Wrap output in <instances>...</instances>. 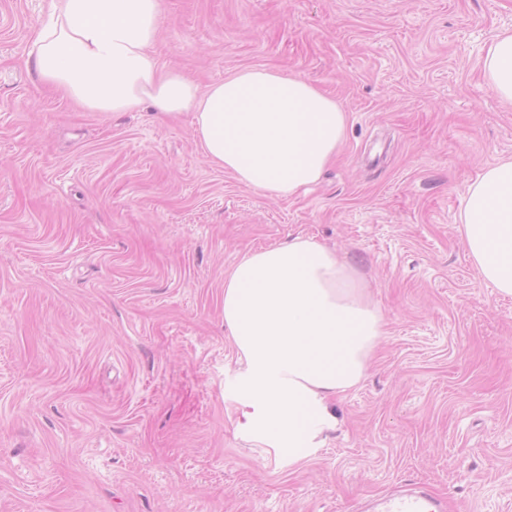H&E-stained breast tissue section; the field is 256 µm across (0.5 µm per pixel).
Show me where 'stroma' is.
Here are the masks:
<instances>
[{"label":"stroma","mask_w":512,"mask_h":512,"mask_svg":"<svg viewBox=\"0 0 512 512\" xmlns=\"http://www.w3.org/2000/svg\"><path fill=\"white\" fill-rule=\"evenodd\" d=\"M50 0H0V512H366L412 483L512 512V297L468 257L469 185L512 157L486 45L512 0H164L160 70L316 84L347 115L281 199L205 159L191 115L74 108L24 61ZM313 238L382 310L320 447L242 428L224 274Z\"/></svg>","instance_id":"obj_1"}]
</instances>
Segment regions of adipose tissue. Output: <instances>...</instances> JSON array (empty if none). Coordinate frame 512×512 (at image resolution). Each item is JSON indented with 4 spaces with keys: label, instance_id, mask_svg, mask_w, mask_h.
Wrapping results in <instances>:
<instances>
[{
    "label": "adipose tissue",
    "instance_id": "obj_1",
    "mask_svg": "<svg viewBox=\"0 0 512 512\" xmlns=\"http://www.w3.org/2000/svg\"><path fill=\"white\" fill-rule=\"evenodd\" d=\"M162 0H52L26 59L39 79L95 112L152 106L193 116L206 159L238 183L277 198L315 184L346 135L336 100L311 82L245 67L207 90L177 70L160 73L151 52ZM485 81L512 103V31L498 33ZM468 256L483 280L512 297V158L468 187L461 215ZM224 325L245 364V426L277 448L310 444L335 426L330 398L356 389L385 336L380 308L359 272L314 239L245 253L224 276Z\"/></svg>",
    "mask_w": 512,
    "mask_h": 512
}]
</instances>
